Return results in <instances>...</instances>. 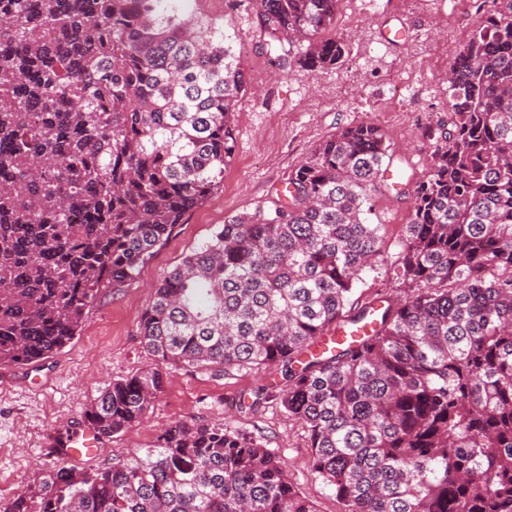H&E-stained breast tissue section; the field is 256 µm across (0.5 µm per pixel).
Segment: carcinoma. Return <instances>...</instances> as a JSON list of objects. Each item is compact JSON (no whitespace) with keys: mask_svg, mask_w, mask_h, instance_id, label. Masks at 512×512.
Returning a JSON list of instances; mask_svg holds the SVG:
<instances>
[{"mask_svg":"<svg viewBox=\"0 0 512 512\" xmlns=\"http://www.w3.org/2000/svg\"><path fill=\"white\" fill-rule=\"evenodd\" d=\"M341 0H259L269 51L319 73ZM0 364L67 346L103 288L133 281L224 177L246 78L224 32L161 0H0ZM392 261L367 223L385 133L360 122L294 166L161 279L139 321L157 366L87 411L103 439L143 422L165 369L281 368L280 405L341 512H512V0L457 47L448 114ZM381 298L355 348L359 273ZM0 512H317L240 429L179 421L130 458L65 460ZM355 288V293L352 297L353 305L346 310L348 311V316L354 315L365 302L379 297L377 295L378 293L383 294L389 292L393 297H401L408 291L403 285L394 283L390 272L386 271L385 268H378L362 273L361 279L357 282ZM362 324L350 325L347 327H338L335 331H332L329 336H325L322 339L321 348H328L332 344V346L342 345L352 340H356L359 336H364L367 334V331L371 329L370 325H366V327H359Z\"/></svg>","mask_w":512,"mask_h":512,"instance_id":"carcinoma-1","label":"carcinoma"}]
</instances>
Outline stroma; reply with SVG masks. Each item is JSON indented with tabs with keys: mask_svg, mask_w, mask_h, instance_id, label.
Returning <instances> with one entry per match:
<instances>
[{
	"mask_svg": "<svg viewBox=\"0 0 512 512\" xmlns=\"http://www.w3.org/2000/svg\"><path fill=\"white\" fill-rule=\"evenodd\" d=\"M179 8L223 29L245 73L247 89L237 106L235 150L224 182L184 216L133 282L101 290L80 336L49 358L0 366V506L34 474L53 468L52 437L77 430L112 381L153 366L138 324L162 276L225 220L264 205L322 140L371 121L384 130L391 163L406 178L415 182L428 173L432 146L422 130L448 110V48L477 29L492 5L490 0H341L334 33L347 51L320 74L279 69L258 29L257 0H181ZM371 206L369 220L381 225L384 251L395 257L411 201L390 186L372 197ZM285 384L276 369L221 376L168 370L147 423L104 441L95 457L78 465L109 467L174 422L222 423L274 449L318 512H340L309 463L305 429L290 421L276 400Z\"/></svg>",
	"mask_w": 512,
	"mask_h": 512,
	"instance_id": "obj_1",
	"label": "stroma"
}]
</instances>
